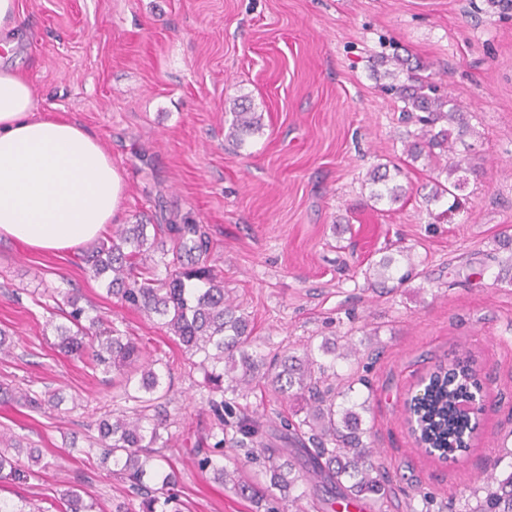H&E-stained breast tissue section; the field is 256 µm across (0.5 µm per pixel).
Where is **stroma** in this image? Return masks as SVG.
Wrapping results in <instances>:
<instances>
[{
  "label": "stroma",
  "instance_id": "1",
  "mask_svg": "<svg viewBox=\"0 0 512 512\" xmlns=\"http://www.w3.org/2000/svg\"><path fill=\"white\" fill-rule=\"evenodd\" d=\"M10 62L34 84L39 113L75 120L101 140L125 184L121 223L178 224L207 236V262L247 315L265 354L333 340L337 384L366 403V436L391 491L373 512H468L489 477L512 472V7L505 0H20ZM407 51L428 65L479 135L468 158L463 205L430 216L433 173L403 163L400 104L375 70ZM249 97L263 128L236 146L231 111ZM398 165L407 201H373L369 174ZM39 254L0 241V386L54 392L58 407L0 404V451L37 449L44 469L26 484L0 483V500L56 512L74 485L99 512L138 508L128 485L91 444L108 414H131L111 374L60 352L47 323H63L49 288H75L81 304L138 337L169 391L161 401L183 512H325L311 481L299 507L255 506L202 473L194 451L214 420L201 373L157 322L107 295L81 254ZM394 259L402 286L367 270ZM474 360L488 393L462 457L442 462L419 448L406 401L422 376L456 358ZM275 445H289L282 403L261 383L238 398ZM83 455L73 456L72 447Z\"/></svg>",
  "mask_w": 512,
  "mask_h": 512
}]
</instances>
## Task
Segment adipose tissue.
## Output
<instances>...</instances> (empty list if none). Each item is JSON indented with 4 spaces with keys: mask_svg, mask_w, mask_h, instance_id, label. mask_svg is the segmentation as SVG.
Masks as SVG:
<instances>
[{
    "mask_svg": "<svg viewBox=\"0 0 512 512\" xmlns=\"http://www.w3.org/2000/svg\"><path fill=\"white\" fill-rule=\"evenodd\" d=\"M35 101L27 73L0 65V238L59 253L113 223L124 185L95 134Z\"/></svg>",
    "mask_w": 512,
    "mask_h": 512,
    "instance_id": "adipose-tissue-1",
    "label": "adipose tissue"
}]
</instances>
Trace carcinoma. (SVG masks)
<instances>
[{"label": "carcinoma", "mask_w": 512, "mask_h": 512, "mask_svg": "<svg viewBox=\"0 0 512 512\" xmlns=\"http://www.w3.org/2000/svg\"><path fill=\"white\" fill-rule=\"evenodd\" d=\"M393 69L385 72L392 82L384 85L402 103V121L417 126L401 137L402 154L414 164L423 159L432 170L446 179H434L430 193L424 197L426 207L445 199L452 200L448 210L458 205V191L467 184V174L477 169L459 156L456 144L476 131L469 125L462 107L439 92L425 67L410 56L398 53L387 58ZM261 115L240 103L232 112L225 138L239 145L244 136L259 131ZM371 198L396 204L406 195V188L394 183L389 171L376 167L370 176ZM153 234H148V230ZM172 247L159 237L158 225L123 224L91 251L82 261L93 277L110 276L107 293L156 320L166 332L177 337L185 353L195 358L192 365L203 374V384L212 393H237L261 377L272 391L284 398L299 401L296 422L284 421L296 439H308V470L327 487L330 508L352 503L374 505L387 498L389 487L381 466L371 459V451L362 437L361 414L353 407H339L336 398L346 393L329 383L336 375V360L320 356L336 355V342L324 341L318 348L307 347L300 356L285 355L268 361L251 344L249 321L237 313L224 294V282L211 266L203 263L204 232L190 220L172 224ZM52 299L62 298L70 307L67 323L54 326L59 346L86 356L102 368L123 376L124 388L138 392L134 400L141 409L130 417L124 414L104 419L99 424L98 445L103 459L112 465V473L129 483V491L140 498L142 512H182L180 500L171 492L178 482L174 469L157 462L156 447L162 443L165 423L146 411L162 390L161 376L145 360L141 342L114 324L103 326L100 316H91L79 305L71 290L54 288ZM477 371L468 359L451 365H438L424 387L421 400L407 407V422L418 446L426 452L448 459L466 451L478 429V417L468 418L457 410V400L469 395L477 384ZM0 399L16 402L32 411L42 409L54 396L40 399L25 392L20 395L6 388ZM235 398L211 397L210 412L215 421L211 437L213 447L222 448L228 441L244 448L255 443L258 421L233 412ZM231 428V438L224 437ZM264 457L263 480L252 479L240 469L218 466L203 449H198L197 467L211 471L214 479L229 481L252 502L259 504L271 497L295 503L305 492L294 494L305 480L297 470L295 457L286 448L260 444ZM36 471L21 465L19 458L0 452V481H25ZM63 512H97V502L88 492L70 488L63 495ZM469 512H512V472L485 487V497L477 500Z\"/></svg>", "instance_id": "obj_1"}]
</instances>
